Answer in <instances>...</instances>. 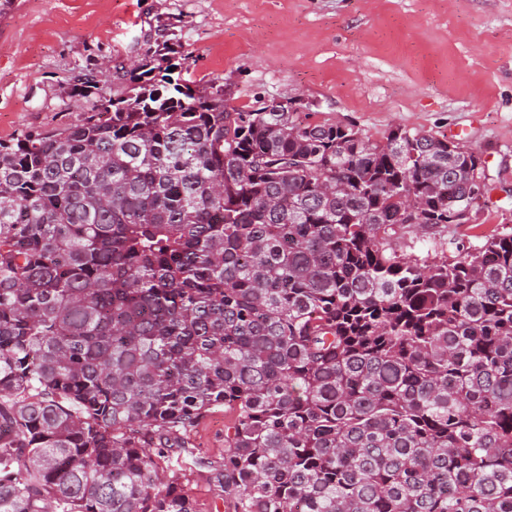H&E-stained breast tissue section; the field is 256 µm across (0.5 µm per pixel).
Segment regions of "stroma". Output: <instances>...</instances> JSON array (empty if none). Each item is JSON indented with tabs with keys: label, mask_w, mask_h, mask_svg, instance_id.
<instances>
[{
	"label": "stroma",
	"mask_w": 512,
	"mask_h": 512,
	"mask_svg": "<svg viewBox=\"0 0 512 512\" xmlns=\"http://www.w3.org/2000/svg\"><path fill=\"white\" fill-rule=\"evenodd\" d=\"M178 31L195 80L232 103L301 99L375 140L395 127L458 141L490 175L486 227L512 226V0H15L0 17V141L92 110L79 75L137 62ZM216 408L189 435L197 512H227Z\"/></svg>",
	"instance_id": "1"
}]
</instances>
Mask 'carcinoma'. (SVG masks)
<instances>
[{"label": "carcinoma", "instance_id": "cac0c4a2", "mask_svg": "<svg viewBox=\"0 0 512 512\" xmlns=\"http://www.w3.org/2000/svg\"><path fill=\"white\" fill-rule=\"evenodd\" d=\"M169 47L0 142V512H512V227L482 156L224 103ZM229 415L224 408L206 413L189 435L188 448L204 464L194 469L185 481L186 488L195 501L197 512H225L224 491L217 482L216 469L224 459V424Z\"/></svg>", "mask_w": 512, "mask_h": 512}]
</instances>
